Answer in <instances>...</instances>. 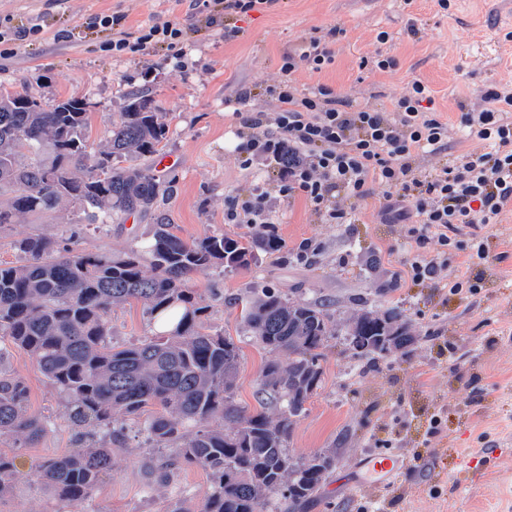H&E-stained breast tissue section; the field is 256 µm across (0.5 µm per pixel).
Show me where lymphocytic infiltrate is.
Masks as SVG:
<instances>
[{
	"label": "lymphocytic infiltrate",
	"instance_id": "1",
	"mask_svg": "<svg viewBox=\"0 0 512 512\" xmlns=\"http://www.w3.org/2000/svg\"><path fill=\"white\" fill-rule=\"evenodd\" d=\"M340 27L325 35L302 40L298 50L282 59V78L267 89L272 112L256 116L236 109L240 164L251 168L264 159L278 166L275 186L251 184L224 207L228 224L270 223V197H302L327 224H344L348 210L339 197L361 199L373 183L386 188L383 215L386 221L406 224V236L415 252L403 263L407 280L427 283L459 294L465 280L445 276L449 251L464 253L469 264L487 257L483 238L461 242L448 231L458 224L496 223L505 203L512 201V93L485 92L486 107L463 113L461 124L487 141L489 151L463 155L439 173L425 177L414 167L419 153H437L448 146V125L430 104V91L414 81L409 91L388 107L357 106L334 87L320 84L299 88L293 75L306 67L319 72L332 65L333 43ZM183 37L178 23L167 20L139 30L137 36L120 35L109 48L121 56L151 47H176ZM293 153L280 162L282 147ZM439 250H428L430 240Z\"/></svg>",
	"mask_w": 512,
	"mask_h": 512
}]
</instances>
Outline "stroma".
Listing matches in <instances>:
<instances>
[{"label":"stroma","mask_w":512,"mask_h":512,"mask_svg":"<svg viewBox=\"0 0 512 512\" xmlns=\"http://www.w3.org/2000/svg\"><path fill=\"white\" fill-rule=\"evenodd\" d=\"M104 15L121 17L124 30L174 19L184 40L173 49L150 48L112 55V30ZM222 7L213 0H0V28L38 26L39 32L12 43L0 55V91L23 92L50 104L77 96L89 104L92 135H106L126 97L146 92L168 123L164 156L171 165L160 175L174 184L162 202L183 239L228 234L249 241L273 233L281 251H257L244 270H210L191 286L207 305L206 324L240 348L235 400L256 405L257 379L276 353L244 336L238 297L254 288H273L298 300H318L337 321L363 309L398 307L416 335L405 353L370 363L353 357L343 337H330L319 364L321 383L294 424L290 453L304 459L331 450L336 465L302 512H512V201L497 223L460 227L456 237L484 238L488 255L476 265L464 254L448 259L447 274L478 283L476 293L449 294L399 278L413 252L401 224L382 216L385 188L348 201L346 224H325L301 198L273 196L270 227L228 224L227 201L255 181L275 183L272 164L242 168L235 152L239 127L233 112L249 91L252 112L272 108L265 89L281 78L282 58L303 38L344 33L334 44L335 62L319 73L299 69L298 84H328L353 103L377 106L401 97L413 80L431 90L434 109L448 123V148L415 159L419 172L434 175L457 156L488 151L486 141L463 130L462 112L482 107V92L495 86L512 92V0H451L440 12L436 0H279L269 11L238 19V37H224ZM389 34L379 42L378 32ZM392 56L395 68L362 67V60ZM153 226L136 217L122 224L84 223L76 208L63 216L29 217L0 226V263L23 257L15 243L44 234L86 253L144 249ZM317 250L299 261L303 239ZM375 269H368V261ZM113 344L129 346L150 335L140 303L113 312ZM9 369L30 389L33 411L48 428L33 448L17 453L18 474L0 512H172L176 504L199 512L211 489L210 471L189 466L168 484L149 483L143 464V419L128 424L125 444L112 448V467L94 495L82 502L60 500L39 479L41 461L71 451L74 429L62 393L24 351L11 348ZM441 420L430 428L431 417ZM390 453L406 465L387 489H352L345 478L360 457Z\"/></svg>","instance_id":"obj_1"}]
</instances>
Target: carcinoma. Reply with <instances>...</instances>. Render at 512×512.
Returning <instances> with one entry per match:
<instances>
[{
    "label": "carcinoma",
    "mask_w": 512,
    "mask_h": 512,
    "mask_svg": "<svg viewBox=\"0 0 512 512\" xmlns=\"http://www.w3.org/2000/svg\"><path fill=\"white\" fill-rule=\"evenodd\" d=\"M20 99L32 106L17 105ZM90 128L82 99L43 105L27 94L0 92V224L52 215L68 204L79 206L89 224H120L131 216L153 224L150 276L137 250L84 253L41 234L17 241L24 263L0 264V338L24 350L63 393L79 443L69 454L43 459L44 484L62 500L91 497L112 467L105 441L121 439L127 421L155 407L145 431L150 447L166 451L155 467L158 480L185 466L215 476L201 512H264L276 493L286 512H297L335 465L329 451L296 459L288 442L319 386L318 350L337 335L336 323L322 303L293 300L274 288L240 299L245 333L288 360L263 367L259 408L237 405L239 347L207 331L208 306L188 282L217 266L247 269L254 248L274 253L282 242L267 235L254 244L224 234L189 242L174 231L160 209L173 184L144 162L160 153L167 134L165 113L146 95L130 93L96 143H89ZM133 301L152 325L171 311L177 321L137 344L115 347L109 316ZM345 329L352 355L368 361L402 353L416 341L397 308L365 310ZM271 410L278 414L274 421ZM45 430L31 411L25 379L6 367L0 350V439L32 448ZM16 458L0 452V497L11 490Z\"/></svg>",
    "instance_id": "carcinoma-1"
}]
</instances>
